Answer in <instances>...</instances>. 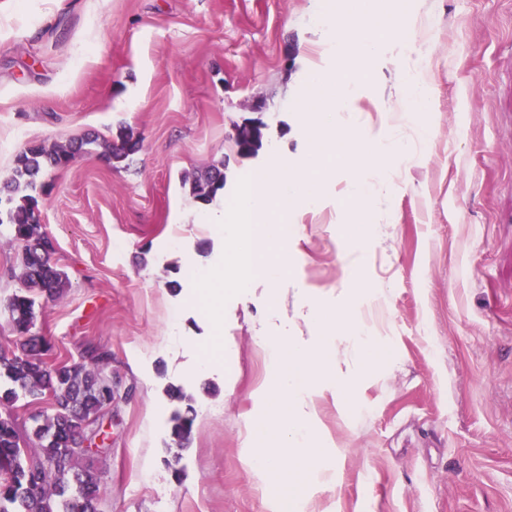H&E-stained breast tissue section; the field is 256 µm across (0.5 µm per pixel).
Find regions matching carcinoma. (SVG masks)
<instances>
[{
	"label": "carcinoma",
	"mask_w": 512,
	"mask_h": 512,
	"mask_svg": "<svg viewBox=\"0 0 512 512\" xmlns=\"http://www.w3.org/2000/svg\"><path fill=\"white\" fill-rule=\"evenodd\" d=\"M135 151L137 143L128 139L100 143L87 136L65 143H31L17 153L11 175L0 183V193L6 195L0 203L8 204L0 210V227H6L7 243L21 248L19 276L27 286L5 306L19 352H0V406L10 407L21 397L32 403L49 394L54 399L52 414L32 417L34 425L26 435L12 411L0 412V512H100V479L82 443L102 435V429L92 426L103 422L112 403V379L105 374L112 354L88 347L77 364L49 365L44 356L51 345L31 334L35 300L30 292L56 298L67 288L66 275L53 258V243L39 222L36 178L45 168L67 166L77 154H96L112 163ZM186 181L193 198L208 203L224 188V169L211 166ZM165 393L179 405L167 429L175 447L168 464L175 467L192 434L196 409L183 387L170 383Z\"/></svg>",
	"instance_id": "carcinoma-1"
}]
</instances>
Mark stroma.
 Returning <instances> with one entry per match:
<instances>
[{"instance_id": "35a3bbf8", "label": "stroma", "mask_w": 512, "mask_h": 512, "mask_svg": "<svg viewBox=\"0 0 512 512\" xmlns=\"http://www.w3.org/2000/svg\"><path fill=\"white\" fill-rule=\"evenodd\" d=\"M321 0H0V178L25 145L129 134L138 150L107 164L85 155L39 179L41 224L69 286L36 294L34 332L48 363L112 353L107 451L94 460L101 512H273L249 463L267 383L262 343L309 336L310 306L339 301L345 268L388 300L372 304L380 357L351 408L320 403L333 485L303 488L306 512H512V0H427L416 38L431 43L419 159L374 202L365 239L341 218L337 170L318 212L286 225L291 268L233 296L221 329L193 307L185 271L223 251L184 174L223 163L213 200L239 180L308 156L293 92L314 45ZM398 70L386 58L361 99L365 140L390 134L383 111ZM266 123L257 153L234 127ZM18 246L0 243V350L16 348L7 299L23 290ZM220 335L217 361L201 369ZM196 399L181 477L165 464L167 384Z\"/></svg>"}]
</instances>
